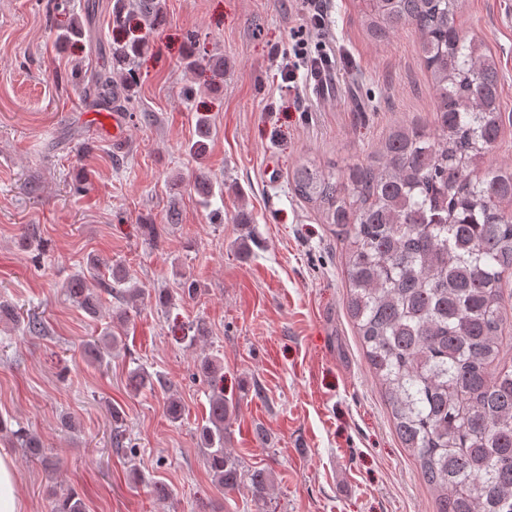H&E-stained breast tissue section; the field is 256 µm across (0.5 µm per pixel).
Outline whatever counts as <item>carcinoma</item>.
Here are the masks:
<instances>
[{"mask_svg":"<svg viewBox=\"0 0 512 512\" xmlns=\"http://www.w3.org/2000/svg\"><path fill=\"white\" fill-rule=\"evenodd\" d=\"M113 0L112 27L131 15L144 34L112 47V62L82 80L81 93L105 108L128 110L135 97V58L163 21L161 0ZM458 0H369L365 25L376 40L411 30L435 91V128L400 126L368 162L345 169L306 161L291 173L295 193L340 229L349 283L347 314L390 406L397 436L416 458L435 494L436 512H512V368L497 367L502 334L512 328L504 306V275L512 272V170L473 172L497 146L503 126L497 62L474 34L457 23ZM197 139L187 145L202 159L212 137L200 115ZM199 202L216 197L208 173L195 174ZM102 261L88 258L89 276L72 279L65 294L96 317L100 290L129 302L139 289L126 271L102 278ZM199 283L183 278L179 296L159 292L158 306L192 298ZM196 375L213 381L221 361L202 355ZM135 390L167 393L175 422L183 404L157 373L137 367ZM236 405L215 391L199 427L214 481L226 491L244 488L265 503L273 486L267 469L243 470L224 448ZM32 456L42 441L30 430L12 431ZM51 512H85L67 494Z\"/></svg>","mask_w":512,"mask_h":512,"instance_id":"cac0c4a2","label":"carcinoma"}]
</instances>
